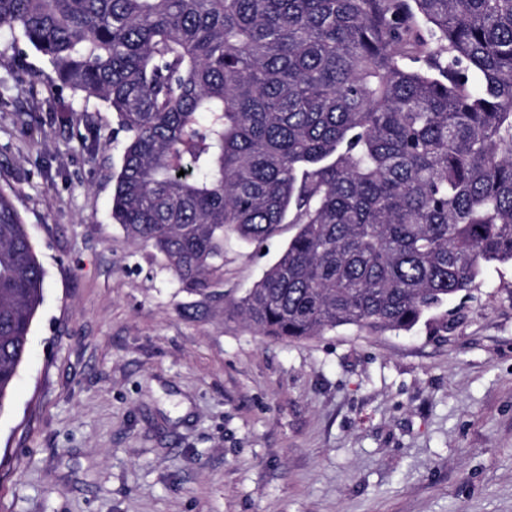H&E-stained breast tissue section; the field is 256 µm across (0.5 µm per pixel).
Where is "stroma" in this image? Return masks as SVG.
Returning a JSON list of instances; mask_svg holds the SVG:
<instances>
[{"label":"stroma","mask_w":512,"mask_h":512,"mask_svg":"<svg viewBox=\"0 0 512 512\" xmlns=\"http://www.w3.org/2000/svg\"><path fill=\"white\" fill-rule=\"evenodd\" d=\"M1 78L0 189L46 277L0 414V512H512L511 264L444 326L256 334L225 302L293 226L226 236L212 288H184L112 219L115 114L5 31Z\"/></svg>","instance_id":"obj_1"}]
</instances>
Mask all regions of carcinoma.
Instances as JSON below:
<instances>
[{"mask_svg":"<svg viewBox=\"0 0 512 512\" xmlns=\"http://www.w3.org/2000/svg\"><path fill=\"white\" fill-rule=\"evenodd\" d=\"M3 29L115 113L112 219L183 287L294 225L227 302L260 335L409 332L512 264V0H0ZM44 278L0 190V413Z\"/></svg>","mask_w":512,"mask_h":512,"instance_id":"carcinoma-1","label":"carcinoma"}]
</instances>
